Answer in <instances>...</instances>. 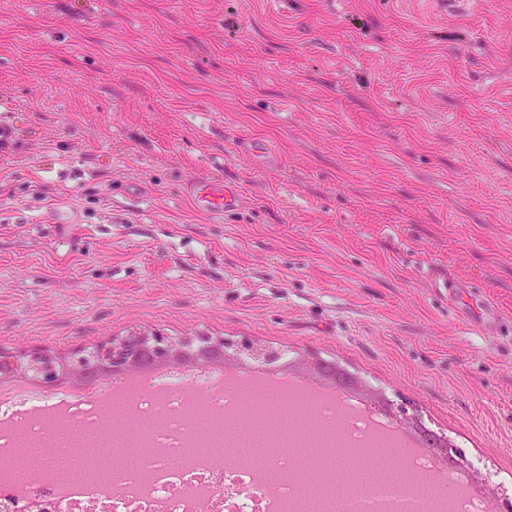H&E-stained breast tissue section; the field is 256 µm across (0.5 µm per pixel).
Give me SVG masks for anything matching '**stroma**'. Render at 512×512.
Masks as SVG:
<instances>
[{
	"mask_svg": "<svg viewBox=\"0 0 512 512\" xmlns=\"http://www.w3.org/2000/svg\"><path fill=\"white\" fill-rule=\"evenodd\" d=\"M2 113L0 352L330 360L512 507V0H0ZM206 178L239 209L198 211ZM190 191L196 209L209 215L224 216V213L235 210L241 202L238 186L222 179L196 180ZM348 377L353 382V388L363 392L369 399L373 400L374 402L382 405L384 409L389 412L391 415L396 417L397 420H399L402 424L405 425L407 430L411 432H416L418 429H420L422 422L414 415L408 414L403 409H398L393 406V404L389 403V401L378 391L373 390L367 385H365L362 381L358 380L356 377L348 374ZM426 431H420L416 432V434H423L425 436H429L433 439L437 440H445L448 441V438L444 436L443 434H438L434 432L433 430H430L426 428ZM431 432V433H429ZM438 452L442 454L445 457H448L452 461V463H459V459L456 458L455 452L452 448L451 443L448 441V448H437Z\"/></svg>",
	"mask_w": 512,
	"mask_h": 512,
	"instance_id": "1",
	"label": "stroma"
}]
</instances>
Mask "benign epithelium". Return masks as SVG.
Listing matches in <instances>:
<instances>
[{
  "mask_svg": "<svg viewBox=\"0 0 512 512\" xmlns=\"http://www.w3.org/2000/svg\"><path fill=\"white\" fill-rule=\"evenodd\" d=\"M280 354L259 341H244L231 347L224 340L203 338L196 343L167 340L148 333L135 332L120 338H109L92 347H81L59 359L52 355L19 352L0 355V376H22L30 382L51 387L62 377L81 380H101L109 376L142 372L159 364L191 366L207 369L220 365L225 369L242 364L250 358L264 363L277 361ZM291 365L310 377H335L336 365L321 359L301 356ZM353 388L382 405L407 430L415 432L422 422L403 409H398L378 391L354 376H349Z\"/></svg>",
  "mask_w": 512,
  "mask_h": 512,
  "instance_id": "obj_1",
  "label": "benign epithelium"
}]
</instances>
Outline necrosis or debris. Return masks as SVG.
I'll return each instance as SVG.
<instances>
[{"mask_svg":"<svg viewBox=\"0 0 512 512\" xmlns=\"http://www.w3.org/2000/svg\"><path fill=\"white\" fill-rule=\"evenodd\" d=\"M182 375L169 371L149 377L141 389L140 411L147 416L164 412L159 430L148 440L141 486L117 494L113 485L125 482L114 471L112 486L68 482L61 477L34 475L23 484L0 481V512H298L300 497L287 472L291 455L278 460V470L263 489H255L257 465L248 457L227 461L216 434L191 436L174 418L183 399ZM166 392L165 409H158L157 392ZM210 449L203 463L181 459L189 439Z\"/></svg>","mask_w":512,"mask_h":512,"instance_id":"necrosis-or-debris-1","label":"necrosis or debris"}]
</instances>
